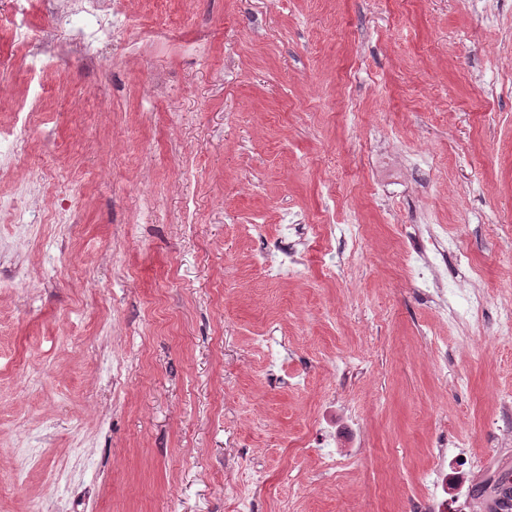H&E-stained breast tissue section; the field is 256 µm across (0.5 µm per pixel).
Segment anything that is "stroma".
I'll list each match as a JSON object with an SVG mask.
<instances>
[{
  "instance_id": "stroma-1",
  "label": "stroma",
  "mask_w": 512,
  "mask_h": 512,
  "mask_svg": "<svg viewBox=\"0 0 512 512\" xmlns=\"http://www.w3.org/2000/svg\"><path fill=\"white\" fill-rule=\"evenodd\" d=\"M44 78L0 196L73 219L0 231V512H418L435 468L466 512L512 475V0H132ZM423 149L412 177L371 170ZM434 219L481 289L448 327L402 257ZM356 220L304 274L253 256L282 224ZM279 342L268 369L253 338ZM336 443L325 472L309 440ZM463 439L482 466H440ZM233 474V475H234Z\"/></svg>"
}]
</instances>
